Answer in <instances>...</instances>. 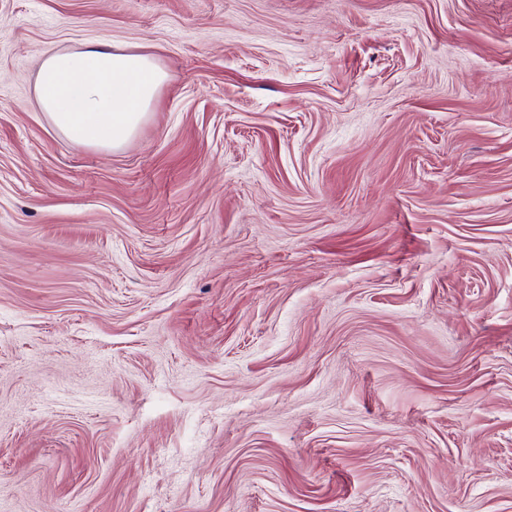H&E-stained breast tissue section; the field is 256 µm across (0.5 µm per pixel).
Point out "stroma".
<instances>
[{
	"mask_svg": "<svg viewBox=\"0 0 512 512\" xmlns=\"http://www.w3.org/2000/svg\"><path fill=\"white\" fill-rule=\"evenodd\" d=\"M0 512H512V0H0ZM166 78L149 55L112 41L50 50L37 73L36 100L57 133L114 151L146 120Z\"/></svg>",
	"mask_w": 512,
	"mask_h": 512,
	"instance_id": "35a3bbf8",
	"label": "stroma"
}]
</instances>
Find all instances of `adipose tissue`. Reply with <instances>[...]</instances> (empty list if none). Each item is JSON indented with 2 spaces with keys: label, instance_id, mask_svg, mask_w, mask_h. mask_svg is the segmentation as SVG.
I'll list each match as a JSON object with an SVG mask.
<instances>
[{
  "label": "adipose tissue",
  "instance_id": "ef3b65f1",
  "mask_svg": "<svg viewBox=\"0 0 512 512\" xmlns=\"http://www.w3.org/2000/svg\"><path fill=\"white\" fill-rule=\"evenodd\" d=\"M165 81L149 55L99 42L48 51L37 73L36 100L57 133L114 151L136 134Z\"/></svg>",
  "mask_w": 512,
  "mask_h": 512
}]
</instances>
